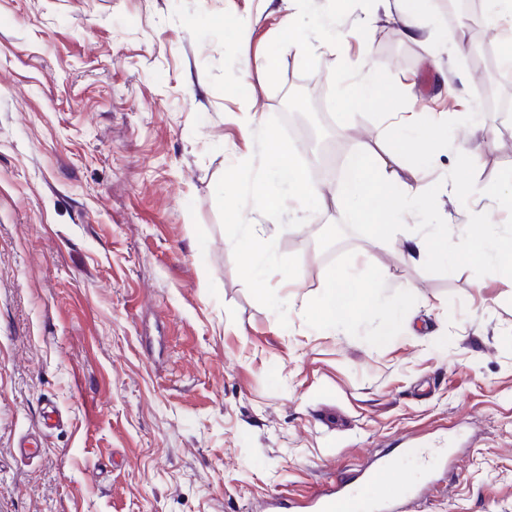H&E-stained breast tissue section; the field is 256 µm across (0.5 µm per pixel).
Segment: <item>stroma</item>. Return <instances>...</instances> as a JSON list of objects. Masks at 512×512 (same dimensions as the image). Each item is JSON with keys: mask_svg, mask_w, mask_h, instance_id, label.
I'll return each mask as SVG.
<instances>
[{"mask_svg": "<svg viewBox=\"0 0 512 512\" xmlns=\"http://www.w3.org/2000/svg\"><path fill=\"white\" fill-rule=\"evenodd\" d=\"M430 2L439 26L415 41L374 0H0V512H259L341 474L369 512L374 455L419 512H512V276L406 259L410 237L478 215L512 246V208L448 193L512 167V116L483 107L485 74ZM331 11L340 35L318 39ZM370 67L382 105L349 103L331 73ZM300 84L351 146L406 110L460 126L477 108L497 138L469 171L454 140L404 156L399 176L437 192L385 249L332 207L290 231L246 207L300 259L295 282L269 278L283 326L238 276L215 186L255 154L248 115L285 114ZM380 268L374 305L320 326L327 273Z\"/></svg>", "mask_w": 512, "mask_h": 512, "instance_id": "obj_1", "label": "stroma"}]
</instances>
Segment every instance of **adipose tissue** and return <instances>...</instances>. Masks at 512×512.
Instances as JSON below:
<instances>
[{
	"instance_id": "obj_1",
	"label": "adipose tissue",
	"mask_w": 512,
	"mask_h": 512,
	"mask_svg": "<svg viewBox=\"0 0 512 512\" xmlns=\"http://www.w3.org/2000/svg\"><path fill=\"white\" fill-rule=\"evenodd\" d=\"M397 118L406 133L404 141L384 145L379 152L364 145L351 150L345 157V174L333 198L336 210L348 213L355 221L378 224V242L383 246L388 244L391 232L404 224L410 207L430 194L429 185L421 177L410 182L399 180L401 156L430 154L447 135L446 126L438 118L425 120L420 113L409 111L398 113ZM453 192L464 205L492 196L512 206V168L490 186L457 180ZM447 261L452 271L468 263L483 262L512 274V251L498 246L488 224L463 225L459 234L448 241ZM374 301V291L364 279L329 276L319 305L320 323L325 329H336L341 318L358 316Z\"/></svg>"
}]
</instances>
